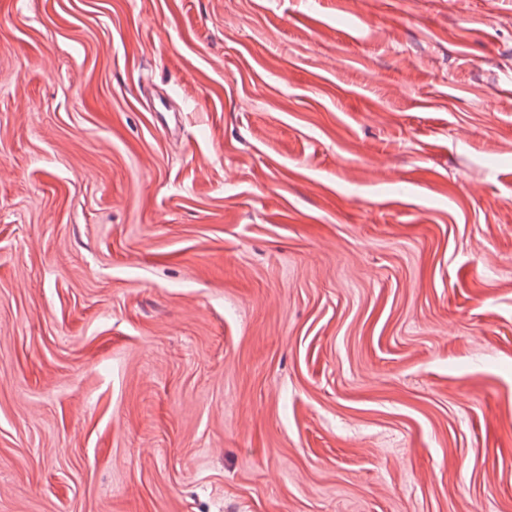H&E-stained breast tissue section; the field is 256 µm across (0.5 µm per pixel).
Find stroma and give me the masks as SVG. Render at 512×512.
<instances>
[{"label": "stroma", "instance_id": "stroma-1", "mask_svg": "<svg viewBox=\"0 0 512 512\" xmlns=\"http://www.w3.org/2000/svg\"><path fill=\"white\" fill-rule=\"evenodd\" d=\"M0 512H512V0H0Z\"/></svg>", "mask_w": 512, "mask_h": 512}]
</instances>
